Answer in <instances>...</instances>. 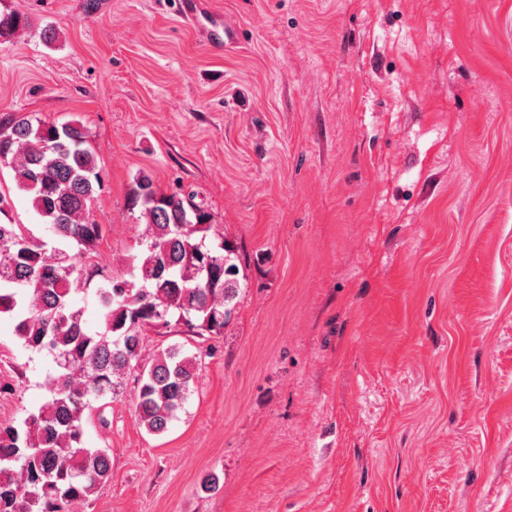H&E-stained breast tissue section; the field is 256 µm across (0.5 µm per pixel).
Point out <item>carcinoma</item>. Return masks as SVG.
Listing matches in <instances>:
<instances>
[{
	"label": "carcinoma",
	"instance_id": "obj_1",
	"mask_svg": "<svg viewBox=\"0 0 512 512\" xmlns=\"http://www.w3.org/2000/svg\"><path fill=\"white\" fill-rule=\"evenodd\" d=\"M28 21L0 12V42L17 39ZM13 172L48 232L0 221V319L14 324L24 348L51 359L48 393L19 426L0 425V512H78L108 481L112 460L88 448L82 418L114 394L125 370L139 363L142 332L175 322L203 336L224 332L238 295L239 256L213 233L195 196L167 195L142 171L132 208L146 225L118 280L88 262L102 237L90 218L103 189L86 128L47 125L26 113L0 120V169ZM92 294L103 330L91 331L76 296ZM196 378L178 347L144 367L135 393L140 424L162 435L184 410Z\"/></svg>",
	"mask_w": 512,
	"mask_h": 512
}]
</instances>
